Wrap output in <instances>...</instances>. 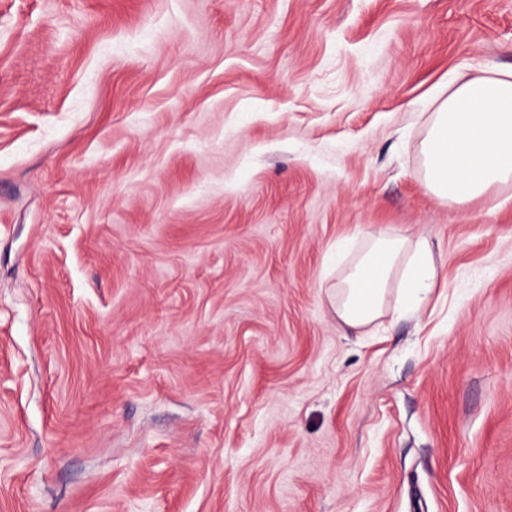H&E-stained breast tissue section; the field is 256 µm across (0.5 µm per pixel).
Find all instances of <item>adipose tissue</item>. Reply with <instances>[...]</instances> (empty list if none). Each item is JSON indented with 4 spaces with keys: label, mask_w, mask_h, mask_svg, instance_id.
<instances>
[{
    "label": "adipose tissue",
    "mask_w": 512,
    "mask_h": 512,
    "mask_svg": "<svg viewBox=\"0 0 512 512\" xmlns=\"http://www.w3.org/2000/svg\"><path fill=\"white\" fill-rule=\"evenodd\" d=\"M424 180L437 199L459 206L512 181V71L481 69L454 89L430 115L421 142ZM341 277L329 287L338 319L352 328L380 318L390 288L405 307H418L436 270L424 243L381 232L353 258L337 253Z\"/></svg>",
    "instance_id": "1"
}]
</instances>
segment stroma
<instances>
[{"label":"stroma","instance_id":"1","mask_svg":"<svg viewBox=\"0 0 512 512\" xmlns=\"http://www.w3.org/2000/svg\"><path fill=\"white\" fill-rule=\"evenodd\" d=\"M486 66L512 0H0V512H512V184L420 154ZM340 248L336 267L345 265L343 274L327 288L338 319L349 327L363 328L382 316L393 282L408 308H417L434 284V260L424 242L380 232L367 237L348 263Z\"/></svg>","mask_w":512,"mask_h":512}]
</instances>
